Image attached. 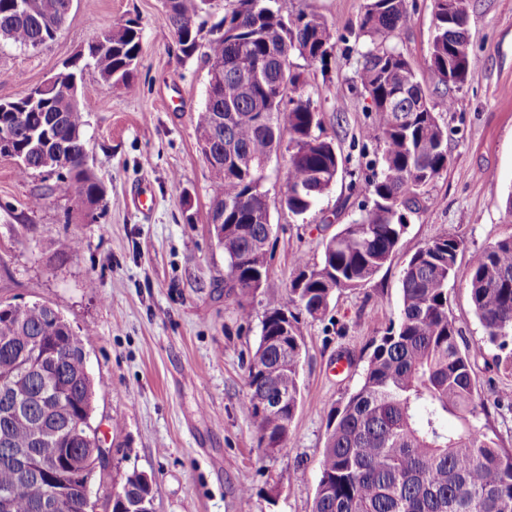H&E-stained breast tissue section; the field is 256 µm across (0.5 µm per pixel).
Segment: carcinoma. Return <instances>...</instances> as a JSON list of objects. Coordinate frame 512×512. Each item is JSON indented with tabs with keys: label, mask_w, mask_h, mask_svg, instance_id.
<instances>
[{
	"label": "carcinoma",
	"mask_w": 512,
	"mask_h": 512,
	"mask_svg": "<svg viewBox=\"0 0 512 512\" xmlns=\"http://www.w3.org/2000/svg\"><path fill=\"white\" fill-rule=\"evenodd\" d=\"M70 0H0V40L37 48L60 31ZM211 0H163L164 25L181 57L204 59L208 88L197 116L199 144L214 202L208 223L221 224L227 272L224 288L240 314L268 276L271 202L264 182L281 152L287 123L286 176L276 202L295 215L310 211L342 168L332 142L316 133L321 113L304 97L297 54L323 62L334 27L315 14L294 13L288 0H228L224 16L203 36L197 19ZM433 0L434 34L424 66L437 85L459 86L473 75L467 0ZM407 0H370L359 29L361 93L371 102L364 137L382 144L381 176L369 185L372 205L325 243L321 261L296 258L285 301L266 312L247 368L245 407L258 448L270 457L286 444L300 397L302 336L298 314L323 315L333 294L370 283L398 250L405 212L430 200L448 170L447 134L416 69L389 38L407 26ZM142 28L134 20L97 37L80 67L57 72L61 87L0 100V134L18 175L56 177L48 191L73 190L89 210L104 187L87 164L83 80L93 66L100 80L127 86L140 64ZM464 238L435 237L419 247L401 273L399 322L371 342L357 388L328 412L313 512H512V448L482 422L486 406L474 385L468 344L448 310ZM75 237L57 240L62 256L80 253ZM466 288L498 350L496 365L512 376V235L471 252ZM40 303H0V512H82L84 484L55 480L47 465L76 474L90 466L100 439L82 417L94 397L83 341ZM27 450L26 467L9 456ZM125 501L112 512H137L150 493L140 474L127 476Z\"/></svg>",
	"instance_id": "carcinoma-1"
}]
</instances>
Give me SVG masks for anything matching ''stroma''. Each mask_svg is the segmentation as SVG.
I'll return each mask as SVG.
<instances>
[{"instance_id": "stroma-1", "label": "stroma", "mask_w": 512, "mask_h": 512, "mask_svg": "<svg viewBox=\"0 0 512 512\" xmlns=\"http://www.w3.org/2000/svg\"><path fill=\"white\" fill-rule=\"evenodd\" d=\"M366 3L289 0L293 11L323 16L336 29L325 62L297 56L293 63L322 114L321 136L344 164L308 213L272 206L269 275L246 319L225 292L227 262L207 222L212 192L196 132L207 66L179 57L162 0H73L48 45L0 43L3 100L41 84L115 23L134 19L143 28L131 88L84 72L95 87L84 134L105 189L102 213L90 217L75 195L51 190V177L20 178L15 162L0 157V301L50 304L84 338L96 390L92 424L110 450L107 470L91 480L96 512H111L104 485L135 471L153 480L154 512H312L327 414L358 386L372 339L397 323L405 263L444 234L467 242L449 310L469 343L477 391L491 406L489 427L512 448V412L492 406L512 378L483 343L462 278L469 251L512 234L505 212L512 193V0H470L473 76L431 95L447 130L450 164L430 201L407 213L391 262L365 287L335 294L322 318L300 317L301 396L287 446L263 456L245 409L247 364L261 322L283 301L297 255L319 261L325 242L372 204L366 186L381 173V146L362 136L369 113L357 88ZM409 4L411 22L392 42L418 66L432 41L433 2ZM144 187L146 212L133 203ZM64 236L81 239L77 256L56 252L54 242Z\"/></svg>"}]
</instances>
